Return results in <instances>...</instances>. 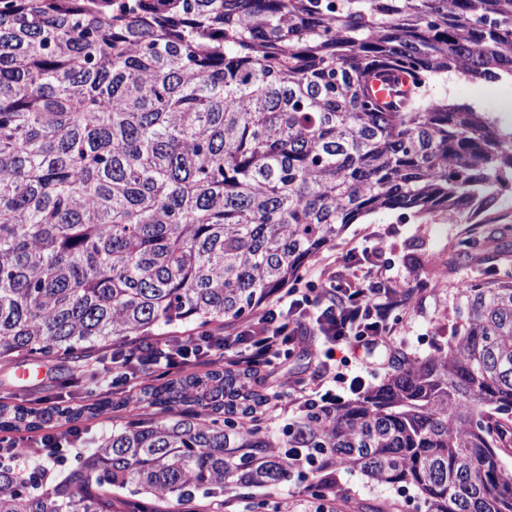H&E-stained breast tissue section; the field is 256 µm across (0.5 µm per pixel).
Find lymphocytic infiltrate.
I'll list each match as a JSON object with an SVG mask.
<instances>
[{
  "label": "lymphocytic infiltrate",
  "mask_w": 512,
  "mask_h": 512,
  "mask_svg": "<svg viewBox=\"0 0 512 512\" xmlns=\"http://www.w3.org/2000/svg\"><path fill=\"white\" fill-rule=\"evenodd\" d=\"M342 260L353 269L352 278L321 269L317 279L275 293L229 331L113 345L101 360L105 382L116 386L145 365L183 371L224 359L265 367L287 348L303 344L314 370L307 381L282 380L285 408L302 414L313 406H336L338 389L366 391L367 374L390 367L401 349L396 314L406 309L410 291L389 275L380 246L349 247Z\"/></svg>",
  "instance_id": "f902f5d3"
}]
</instances>
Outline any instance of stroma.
Instances as JSON below:
<instances>
[{
  "instance_id": "stroma-1",
  "label": "stroma",
  "mask_w": 512,
  "mask_h": 512,
  "mask_svg": "<svg viewBox=\"0 0 512 512\" xmlns=\"http://www.w3.org/2000/svg\"><path fill=\"white\" fill-rule=\"evenodd\" d=\"M434 92L455 101L477 104L502 119L512 118L510 82L472 83L455 76L436 83ZM473 230V225L450 223L442 216L403 217L393 211L379 212L350 225L334 246L317 255L310 267L314 270L323 267L341 256L348 246L379 242L395 276L403 278L409 272H416L426 287L413 290L398 324L409 344L403 356L413 362L446 345L462 303L461 285L481 276L479 266L452 261L459 240ZM38 363L43 367L42 373L30 375L24 381L17 378L15 366L0 364V403H21L38 409L79 403L98 369L92 358L77 366L52 357L39 358ZM153 415V409L131 404L119 411L81 420L80 449L87 452L95 448L98 439L113 425ZM306 499L303 490L288 483L275 490L239 494L224 502L202 499L196 506L198 512H305Z\"/></svg>"
}]
</instances>
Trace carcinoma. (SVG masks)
Wrapping results in <instances>:
<instances>
[{"instance_id": "carcinoma-1", "label": "carcinoma", "mask_w": 512, "mask_h": 512, "mask_svg": "<svg viewBox=\"0 0 512 512\" xmlns=\"http://www.w3.org/2000/svg\"><path fill=\"white\" fill-rule=\"evenodd\" d=\"M512 81V0H0V363L253 314L381 211L478 223L512 177V131L432 94ZM408 80L397 106L377 80ZM499 229L458 253L497 257ZM438 351L281 433L260 372L143 386L160 417L112 427L61 480L0 447V512H155L273 489L304 448L312 495L344 468L424 512H512V279L466 284ZM55 406L70 432L124 405ZM195 405L212 419H168ZM44 414L0 404V429ZM349 512H401L398 500Z\"/></svg>"}]
</instances>
